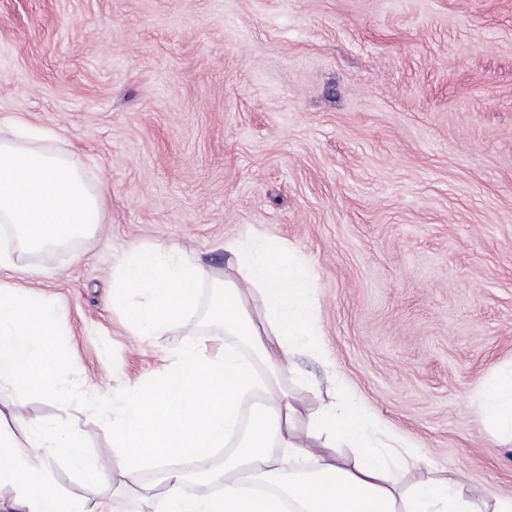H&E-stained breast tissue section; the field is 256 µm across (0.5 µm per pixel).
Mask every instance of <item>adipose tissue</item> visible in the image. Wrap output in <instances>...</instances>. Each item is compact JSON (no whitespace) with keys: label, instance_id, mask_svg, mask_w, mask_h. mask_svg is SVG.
Here are the masks:
<instances>
[{"label":"adipose tissue","instance_id":"1","mask_svg":"<svg viewBox=\"0 0 512 512\" xmlns=\"http://www.w3.org/2000/svg\"><path fill=\"white\" fill-rule=\"evenodd\" d=\"M24 127H0V223L21 233L28 247H49L98 228L104 189H90L64 158L16 145ZM203 266L171 246L129 248L112 277V305L142 336H159L181 322L196 302ZM143 300L129 304L131 291ZM259 293L261 309L248 296ZM315 307L308 273L281 243L254 248L251 241L224 244V279L207 312L213 334H225L222 353L198 345L170 352V364L153 381L127 387L112 403V447L117 469L137 483L153 463L158 487H143L141 512H512L511 495H487L433 475L410 487L397 470L424 454L374 442L375 414L335 389L307 385L318 408L302 414L299 399L280 385L299 375L296 355L321 357L314 340ZM55 304L28 289L0 286V390L58 395L53 373L60 332ZM264 398L250 413L242 403ZM480 414L493 436L512 442V368L480 389ZM239 446L220 470L210 468L214 449L229 439ZM355 456L337 455L340 446ZM310 457V470L288 474V461ZM67 459L84 484L104 476L70 431L52 423L29 425L25 443L0 426V487L13 495L8 512H112L95 501L50 489L48 461Z\"/></svg>","mask_w":512,"mask_h":512}]
</instances>
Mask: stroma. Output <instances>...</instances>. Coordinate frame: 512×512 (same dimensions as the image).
<instances>
[{"label":"stroma","mask_w":512,"mask_h":512,"mask_svg":"<svg viewBox=\"0 0 512 512\" xmlns=\"http://www.w3.org/2000/svg\"><path fill=\"white\" fill-rule=\"evenodd\" d=\"M0 122L108 188L101 228L0 270L60 305L66 396L0 394L6 427L71 429L106 477L91 491L58 461V490L135 512L106 407L198 340L225 240L256 235L312 279L330 366L301 370L427 455L404 483L512 494V445L476 407L512 365V0H0ZM155 244L204 273L146 339L112 275Z\"/></svg>","instance_id":"obj_1"}]
</instances>
